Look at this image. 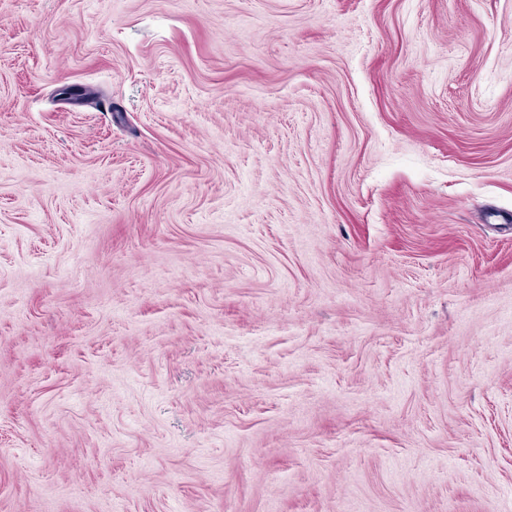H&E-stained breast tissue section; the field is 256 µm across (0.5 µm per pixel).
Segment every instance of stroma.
<instances>
[{
  "instance_id": "stroma-1",
  "label": "stroma",
  "mask_w": 512,
  "mask_h": 512,
  "mask_svg": "<svg viewBox=\"0 0 512 512\" xmlns=\"http://www.w3.org/2000/svg\"><path fill=\"white\" fill-rule=\"evenodd\" d=\"M0 512H512V0H0Z\"/></svg>"
}]
</instances>
